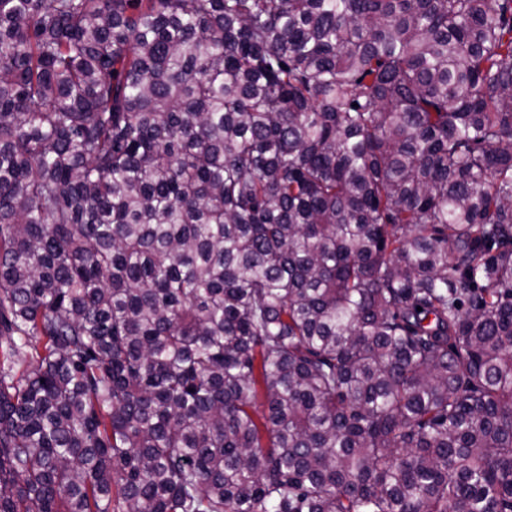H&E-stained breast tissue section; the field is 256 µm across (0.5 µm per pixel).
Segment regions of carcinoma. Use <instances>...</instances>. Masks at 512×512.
Here are the masks:
<instances>
[{
	"label": "carcinoma",
	"mask_w": 512,
	"mask_h": 512,
	"mask_svg": "<svg viewBox=\"0 0 512 512\" xmlns=\"http://www.w3.org/2000/svg\"><path fill=\"white\" fill-rule=\"evenodd\" d=\"M0 512H512V0H0Z\"/></svg>",
	"instance_id": "carcinoma-1"
}]
</instances>
